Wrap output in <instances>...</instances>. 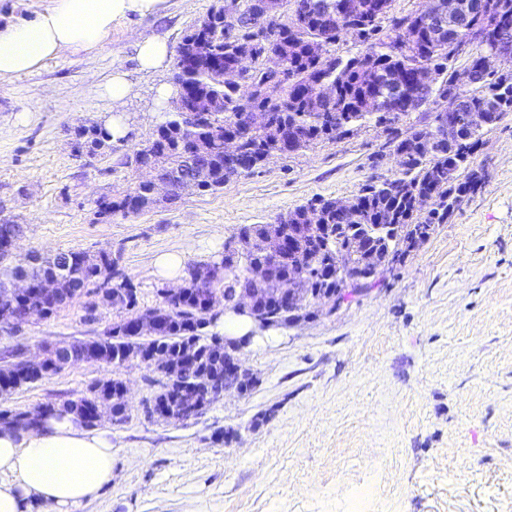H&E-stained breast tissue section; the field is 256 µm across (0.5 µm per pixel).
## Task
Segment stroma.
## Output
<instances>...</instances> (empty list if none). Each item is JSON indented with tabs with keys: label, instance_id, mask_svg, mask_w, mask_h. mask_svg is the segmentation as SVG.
Masks as SVG:
<instances>
[{
	"label": "stroma",
	"instance_id": "35a3bbf8",
	"mask_svg": "<svg viewBox=\"0 0 512 512\" xmlns=\"http://www.w3.org/2000/svg\"><path fill=\"white\" fill-rule=\"evenodd\" d=\"M216 0H168L162 13L116 23L93 54H62L0 82V218L23 224L15 260L69 250L118 258L137 308L161 306L157 255L185 266L219 259L249 224H271L316 197L349 198L372 176L386 136L374 124L294 155L274 156L223 190L189 192L138 216L94 215L99 197L131 191L140 172L123 154L169 116L159 87L174 70H138V40L178 46ZM134 93L123 105L129 136L94 159L71 150L75 127L102 123L98 87L114 68ZM475 167L485 183L384 283L335 314L254 338L243 351L251 391L216 399L197 417H148L161 374L139 359L119 367L70 363L0 397L26 411L86 394L119 376L127 418L112 429L111 487L77 512H512V113L484 129ZM125 309L85 293L48 319L0 330V368L47 348L98 340ZM231 430V444L220 436Z\"/></svg>",
	"mask_w": 512,
	"mask_h": 512
}]
</instances>
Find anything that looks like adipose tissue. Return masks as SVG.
<instances>
[{
  "label": "adipose tissue",
  "instance_id": "adipose-tissue-1",
  "mask_svg": "<svg viewBox=\"0 0 512 512\" xmlns=\"http://www.w3.org/2000/svg\"><path fill=\"white\" fill-rule=\"evenodd\" d=\"M167 0H51L34 18L0 23V82L66 52L101 48L112 26ZM112 483V432L56 409L34 426L0 421V512H73Z\"/></svg>",
  "mask_w": 512,
  "mask_h": 512
}]
</instances>
